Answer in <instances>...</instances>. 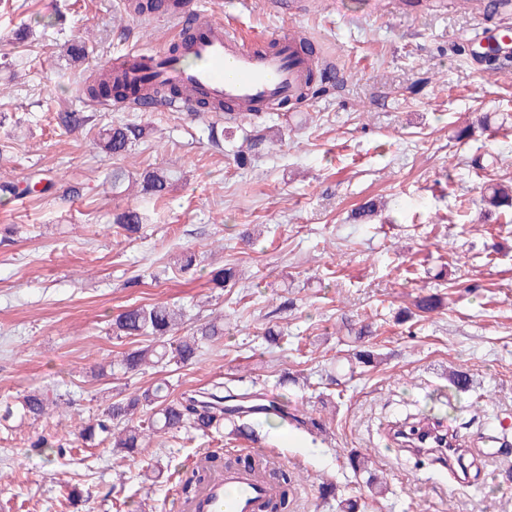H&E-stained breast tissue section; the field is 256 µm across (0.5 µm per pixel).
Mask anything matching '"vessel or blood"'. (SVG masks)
<instances>
[{
    "mask_svg": "<svg viewBox=\"0 0 512 512\" xmlns=\"http://www.w3.org/2000/svg\"><path fill=\"white\" fill-rule=\"evenodd\" d=\"M169 16L192 23L185 55L141 50L129 54L114 74L120 82L137 86L139 96L125 99L124 107L141 109L143 97L158 87L170 91L159 101L167 112H194L203 100L252 117L300 102L315 61L301 52L303 36L298 30L282 31L270 40L248 38L232 24L204 19L196 0H185ZM279 493L277 483L257 470L215 468L193 496L180 499L179 512H269Z\"/></svg>",
    "mask_w": 512,
    "mask_h": 512,
    "instance_id": "vessel-or-blood-1",
    "label": "vessel or blood"
}]
</instances>
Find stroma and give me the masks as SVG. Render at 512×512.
<instances>
[{"label": "stroma", "mask_w": 512, "mask_h": 512, "mask_svg": "<svg viewBox=\"0 0 512 512\" xmlns=\"http://www.w3.org/2000/svg\"><path fill=\"white\" fill-rule=\"evenodd\" d=\"M298 4L284 16L266 0H205L207 17L249 37L298 26L342 73L215 145L209 118L109 111L83 92L114 59L177 41L175 23L135 17L127 0H0V177L16 186L0 191V408L34 391L66 402L0 429V512H176L182 477L209 448L277 452L291 512H341L350 498L359 512H512V458L468 457L462 479L396 437L433 424L464 448L512 439V224L479 203L490 184L512 182V71L463 54L485 13L474 0ZM60 112L92 121L71 132ZM124 121L145 136L127 156L102 152L99 128ZM261 131L278 136L274 150L238 165ZM477 157L493 169H476ZM118 167L133 182L119 194ZM156 168L170 175L159 198L139 184ZM367 202L373 215L357 219ZM128 208L148 216L132 235L113 222ZM185 248L203 258L187 271L176 261ZM222 268L235 278L220 287L211 273ZM428 294L441 306L424 314L416 302ZM157 302L183 309L187 334L223 315V338L187 365L109 373L131 347L112 317ZM275 325L271 345L262 333ZM364 325L371 334L356 342ZM365 347L376 363H356ZM456 370L469 390L451 384ZM161 379L176 398L218 382L273 398L321 432L181 431L131 456L78 439L80 419L107 399ZM41 435L63 453L32 448ZM357 452L370 472L351 467Z\"/></svg>", "instance_id": "stroma-1"}]
</instances>
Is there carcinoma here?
<instances>
[{
  "instance_id": "1",
  "label": "carcinoma",
  "mask_w": 512,
  "mask_h": 512,
  "mask_svg": "<svg viewBox=\"0 0 512 512\" xmlns=\"http://www.w3.org/2000/svg\"><path fill=\"white\" fill-rule=\"evenodd\" d=\"M86 93L94 99L124 95L110 74L100 75L89 83ZM58 120L73 131L89 123L92 117L78 112H61ZM143 134L144 128L139 124L113 123L99 132L98 145L113 156H122ZM169 180L170 176L164 172H147L142 178V191L158 197ZM481 201L485 206L501 209L505 223L512 222V214L507 212L512 208V186L497 183ZM145 220V213L128 208L116 215L114 223L136 233ZM183 323V311L166 304L134 306L120 312L112 319V334L137 337L139 345L123 353L117 362L119 370L130 373L170 362L188 364L197 358L204 345L224 335V319L221 317L202 324L189 336L180 337L178 333ZM235 397L233 389L216 383L206 395L194 394L172 400L168 382L161 379L140 393L110 403L95 422L78 428V437L87 445L107 442L113 450L128 454L141 448L151 433L169 434L182 429L208 434L227 426L236 435L257 438L254 423L243 421L239 410L224 407V401ZM140 407L149 413V417L135 422L133 416ZM21 408L23 416L36 421L45 414L46 398L39 392L28 394L23 398Z\"/></svg>"
}]
</instances>
